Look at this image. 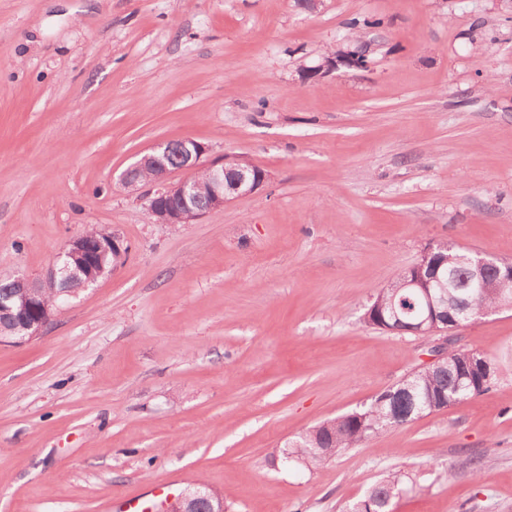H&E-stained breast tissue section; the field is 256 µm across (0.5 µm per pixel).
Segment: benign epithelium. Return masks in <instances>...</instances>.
<instances>
[{"label":"benign epithelium","instance_id":"1","mask_svg":"<svg viewBox=\"0 0 512 512\" xmlns=\"http://www.w3.org/2000/svg\"><path fill=\"white\" fill-rule=\"evenodd\" d=\"M366 47L353 52L339 50L336 58H329L309 69L311 77L322 74L324 68H333L340 63L349 66L359 64L365 56ZM167 153V145L152 147L138 160L127 167L120 175V181L135 186L144 181L163 186V190L153 196L148 205L151 219L156 224H190L229 202L256 193L267 181V172L250 163H242L233 168L226 167L224 160L206 161L208 147L192 138L183 140V154L173 164H164L159 157ZM201 196L211 199L209 209H200L197 200ZM128 247L123 240L112 233L99 237L80 234L66 245L58 260L39 281L24 276H11L19 291L0 296V326H10V335L0 336V343L22 342L40 335L45 328L46 318L41 310L48 308L47 300L62 295L74 296L96 284L100 276L83 278L80 272L87 267L102 263L107 255H112V268L124 262ZM468 278L466 287L448 295V307L464 310L470 307L473 297L500 280L512 279V260H503L474 253L466 258ZM442 264L431 266L427 271L428 287L422 289L421 317L411 332L416 336H436L438 343L432 350L429 364H437L448 357V337L462 329L454 319L439 322L436 304L438 297L429 288L431 282H441ZM163 512H224L215 508L209 488L199 485L195 489L173 497L162 506Z\"/></svg>","mask_w":512,"mask_h":512}]
</instances>
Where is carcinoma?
Here are the masks:
<instances>
[{"mask_svg": "<svg viewBox=\"0 0 512 512\" xmlns=\"http://www.w3.org/2000/svg\"><path fill=\"white\" fill-rule=\"evenodd\" d=\"M381 25V20L373 17L353 15L345 22V27L353 33L367 31ZM456 249L448 250L449 284L453 288L466 286V269ZM512 297V282H502L479 295L474 300L473 310L455 315L462 325L474 321L475 311L487 314L501 308L504 298ZM372 304L384 308V314L390 315L396 308L400 328L414 323L420 310L415 293L407 288H380L374 294ZM471 351L464 348H452L448 351V361L438 366H427L409 378L418 407L407 414L412 403L410 396L392 398L378 404L371 401L358 411L346 413L326 420L312 428L293 443H287L281 449V456L297 459L310 467H319L328 462L337 452L345 448L361 447L382 433L424 415L443 410L471 397L487 392L495 378V367L485 360L477 369L469 368L467 356ZM401 491L400 477L396 473L383 476L368 492L354 504L351 512H358L360 504L369 503L374 512H389L391 500Z\"/></svg>", "mask_w": 512, "mask_h": 512, "instance_id": "obj_1", "label": "carcinoma"}]
</instances>
